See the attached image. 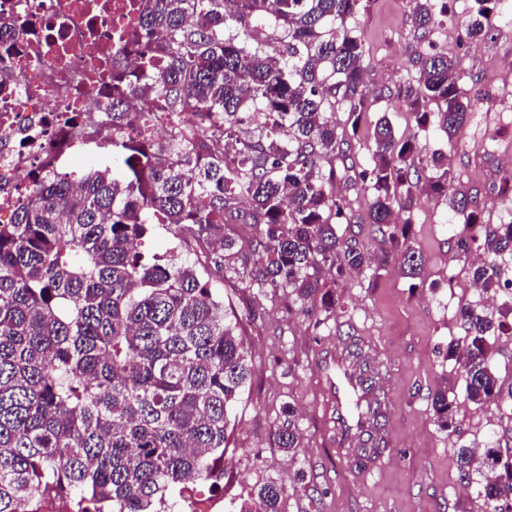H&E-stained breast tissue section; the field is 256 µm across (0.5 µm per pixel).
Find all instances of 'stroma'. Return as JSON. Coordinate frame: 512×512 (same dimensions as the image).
<instances>
[{
    "instance_id": "35a3bbf8",
    "label": "stroma",
    "mask_w": 512,
    "mask_h": 512,
    "mask_svg": "<svg viewBox=\"0 0 512 512\" xmlns=\"http://www.w3.org/2000/svg\"><path fill=\"white\" fill-rule=\"evenodd\" d=\"M471 6L472 0H451L447 18L421 42L411 0H369L347 19V28L364 38L365 81L373 102L352 139V156L364 164L381 118H388L396 133H417L425 152L448 154L457 187L475 197L482 226L489 230L505 221L512 208L498 191L499 159L512 158V112L505 111L500 90L512 81V0H502L494 38L482 45L467 34ZM426 51L455 57L463 85L474 83L482 91L452 142L433 126L418 131L396 95L399 84L416 75V58ZM410 217L427 277L437 285L433 292L411 287L394 264L374 285L367 275L349 273L343 288L345 319L331 315L318 322L288 309L280 295L257 289L245 294L233 279L215 277L224 310L237 321L251 355V376L234 407L220 462L224 489L214 493L198 486L191 512H225L229 501L247 498L257 482L286 477L300 467L314 480L305 489L287 492L285 512H480L472 490L459 479L456 450L487 441L512 447V417L497 401L480 409L461 401L459 433L436 424L430 393L450 387L459 394L464 388L458 364L439 357L437 348L463 336L459 310L480 297L470 286L467 266L455 256L462 226L445 202L421 197ZM251 306L261 310V318L249 317ZM346 323L385 369L386 414L380 430L385 450L363 467L353 455L337 454L334 411L320 371L325 357L339 349ZM287 403L298 410L302 432L292 459L275 443Z\"/></svg>"
}]
</instances>
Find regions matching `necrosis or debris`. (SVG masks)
I'll return each instance as SVG.
<instances>
[{"instance_id": "obj_1", "label": "necrosis or debris", "mask_w": 512, "mask_h": 512, "mask_svg": "<svg viewBox=\"0 0 512 512\" xmlns=\"http://www.w3.org/2000/svg\"><path fill=\"white\" fill-rule=\"evenodd\" d=\"M147 0H0V223H10L36 173L82 171L112 145V60L132 82Z\"/></svg>"}]
</instances>
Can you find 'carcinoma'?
Listing matches in <instances>:
<instances>
[{
	"label": "carcinoma",
	"instance_id": "cac0c4a2",
	"mask_svg": "<svg viewBox=\"0 0 512 512\" xmlns=\"http://www.w3.org/2000/svg\"><path fill=\"white\" fill-rule=\"evenodd\" d=\"M368 0H149L142 27L156 42L141 51L149 80L136 95L175 119L213 112L212 124H181L155 141L126 136L142 122L112 96V163L85 173L76 191L65 172L37 173L29 200L0 224V512H39L49 495L78 497L82 512H175L167 496L187 484L214 490L224 471L230 414L249 375V352L226 320L224 298L206 275L232 273L241 289L283 291L311 318L341 309L348 271L376 281L389 259L413 287L425 278L410 211L416 190L443 198L464 224L456 257L485 294L498 292V259L512 256V224L484 236L471 195L454 186L448 155H420L416 134L379 120L357 171L347 164L351 135L372 101L362 35L344 22ZM426 35L448 15V0H414ZM500 0H474L468 36L493 39ZM281 32L275 45L262 33ZM418 76L398 86L422 129L435 122L448 143L463 129L480 90L465 89L455 58L418 56ZM431 102L437 111L426 112ZM347 112L341 129L336 107ZM371 191L368 224L380 253L351 224L336 183ZM163 225L205 248L196 266L145 244ZM254 231L244 251L237 228ZM466 335L443 358L460 364L465 400L500 395L488 339L504 323L483 305L459 311ZM344 360L358 367L362 417L377 425L380 364L346 332ZM439 426L459 430L456 399L431 398ZM293 457L302 443L298 413L286 404L275 432ZM359 459L382 453L373 432L358 437ZM461 479L475 485L482 512H512V458L489 445L457 451ZM288 478L255 484L234 512H283Z\"/></svg>",
	"mask_w": 512,
	"mask_h": 512
}]
</instances>
